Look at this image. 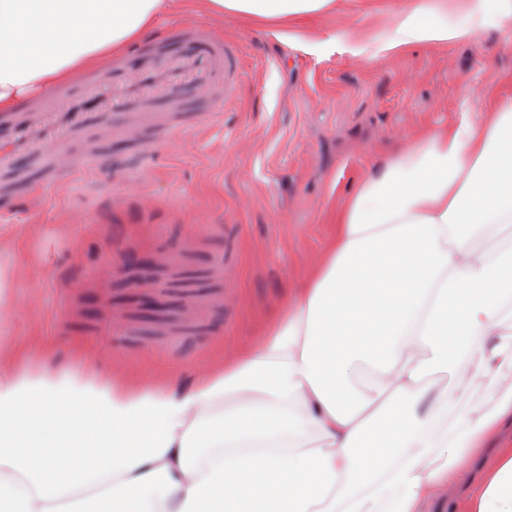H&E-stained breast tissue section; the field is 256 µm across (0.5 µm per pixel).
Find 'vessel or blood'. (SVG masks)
I'll list each match as a JSON object with an SVG mask.
<instances>
[{"instance_id": "vessel-or-blood-1", "label": "vessel or blood", "mask_w": 512, "mask_h": 512, "mask_svg": "<svg viewBox=\"0 0 512 512\" xmlns=\"http://www.w3.org/2000/svg\"><path fill=\"white\" fill-rule=\"evenodd\" d=\"M153 64L124 82L87 84L82 90L59 88L35 112L19 117L0 115L8 134L0 138V168L27 155H39L58 177H69L84 166L61 154V145L101 114L133 113L151 118L159 143L189 131L200 123H215L222 115L211 108L185 107L189 94L209 84L232 83L233 57L222 37L209 28L164 33L152 47Z\"/></svg>"}]
</instances>
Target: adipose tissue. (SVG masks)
Masks as SVG:
<instances>
[{"label":"adipose tissue","instance_id":"adipose-tissue-1","mask_svg":"<svg viewBox=\"0 0 512 512\" xmlns=\"http://www.w3.org/2000/svg\"><path fill=\"white\" fill-rule=\"evenodd\" d=\"M199 2L284 22L334 4ZM454 4L467 25L438 20L446 0H412L384 48L471 38L489 2ZM168 7L0 0V113L124 53ZM330 222L268 338L193 384L0 370V512H512V448L483 466L512 389L478 415L458 404L512 371V95L386 157Z\"/></svg>","mask_w":512,"mask_h":512}]
</instances>
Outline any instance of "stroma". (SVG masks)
<instances>
[{
	"instance_id": "1",
	"label": "stroma",
	"mask_w": 512,
	"mask_h": 512,
	"mask_svg": "<svg viewBox=\"0 0 512 512\" xmlns=\"http://www.w3.org/2000/svg\"><path fill=\"white\" fill-rule=\"evenodd\" d=\"M409 2L335 0L286 43L279 22L172 0L159 26L217 27L235 52V83L210 98L224 119L154 151L104 121L67 150L111 170L57 180L29 158L0 171V366L22 349L33 367L50 354L168 386L255 345L323 259L327 215L376 162L451 124L460 102L483 112L512 93V28L497 21L466 41L382 49ZM334 36L368 55L328 47ZM131 254L160 257L151 292L176 323L148 322L114 273Z\"/></svg>"
}]
</instances>
